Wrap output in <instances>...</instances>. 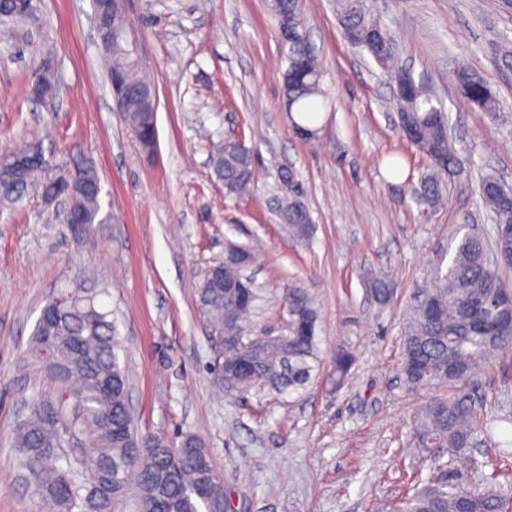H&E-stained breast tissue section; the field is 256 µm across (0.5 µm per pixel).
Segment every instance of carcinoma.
Returning <instances> with one entry per match:
<instances>
[{
	"label": "carcinoma",
	"instance_id": "obj_1",
	"mask_svg": "<svg viewBox=\"0 0 512 512\" xmlns=\"http://www.w3.org/2000/svg\"><path fill=\"white\" fill-rule=\"evenodd\" d=\"M278 27L296 34L283 49V100L293 131L300 136L321 132L323 72L307 36L299 0H271ZM336 13L345 39L366 53L386 77L397 81L404 67L395 60L394 36L365 8L364 0H336ZM31 20L14 0H0V23ZM108 73L121 71L133 86L149 83L135 65L126 43L112 41ZM466 99L491 115L500 111L496 95L476 71L461 66L454 72ZM400 115L399 129L422 157L427 173L409 187L411 200L433 209L443 201L441 183L448 176L466 177L448 127V114L437 96L421 82L393 100ZM144 103L136 95L123 112L128 125L144 144L157 135L145 124ZM43 153L36 139H24L3 160L0 204L18 203L35 186V176L24 180L12 173L15 159ZM214 170L227 193L241 195L254 184L252 152L240 140L226 139L213 157ZM99 180L97 170L83 169L82 182L69 184V206L84 216V226L101 224V194L89 189ZM484 207L498 224H512V191L489 185L475 187ZM280 217L289 234L305 239L312 228L303 192L288 173V197ZM254 262L253 251L239 246V255L224 254L220 277L234 283L244 275L241 259ZM512 266V235L494 233L491 242L466 232L448 241V250L431 264L432 287L414 296L402 334L399 372L411 388H454L447 397L428 401L416 415L414 433L435 469L445 455L464 457L477 441L490 442L496 457L484 462L488 470L474 483L452 476L415 477L413 494L397 512H512V440H494L496 423L512 419L490 417L471 386L503 353H512V286L501 271ZM377 299L393 298L387 275L369 283ZM64 302H48L37 320L31 353L40 361L53 389L33 397L30 411L14 438L18 464L34 486L46 512H117L135 490L137 512H218L227 494L206 448L187 437L180 445L155 435H141L127 404L129 376L124 346L112 310L103 302L108 288H87L74 278L63 290ZM199 302L213 328L224 330V363L250 360L239 388L268 386L279 392L307 387L319 362L318 311L304 288L285 295L288 323L298 331L267 336L260 350L245 344L246 322L253 310L227 288H216L211 275L200 286ZM353 355L336 349L329 384L341 389L354 365Z\"/></svg>",
	"mask_w": 512,
	"mask_h": 512
}]
</instances>
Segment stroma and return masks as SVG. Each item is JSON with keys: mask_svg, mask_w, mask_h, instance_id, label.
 I'll return each instance as SVG.
<instances>
[{"mask_svg": "<svg viewBox=\"0 0 512 512\" xmlns=\"http://www.w3.org/2000/svg\"><path fill=\"white\" fill-rule=\"evenodd\" d=\"M35 5L34 22L0 26V152L38 137L47 165L37 178L57 190L0 209V512L40 508L14 433L32 397L53 388L28 354L36 322L77 275L109 285L139 430L199 439L236 512H378L404 498L428 471L411 420L436 391L404 383L400 336L449 236L461 227L494 233L475 179L512 186V69L492 52L512 39V8L504 0H366L394 35L400 61L443 100L456 147L472 162L470 179L448 178L443 205L424 210L403 180H419L425 165L399 132L379 68L345 40L334 0L301 2L326 96L323 130L311 143L295 137L282 108L285 65L270 0H131L157 94L150 157L115 110L90 0ZM46 56L59 79L48 107L29 90L32 67ZM462 60L499 98L497 115L460 95L452 73ZM236 135L256 159L254 188L241 197L226 194L211 159L213 144ZM89 164L111 218L82 235L63 221L61 186ZM287 169L311 213L305 240L279 217ZM231 243L257 255L249 336L283 333L288 288L315 300L322 363L301 393L215 387L218 350L199 287ZM386 272L394 295L384 306L368 283ZM340 347L356 363L335 390L327 374ZM472 391L494 414L511 412L512 354Z\"/></svg>", "mask_w": 512, "mask_h": 512, "instance_id": "obj_1", "label": "stroma"}]
</instances>
